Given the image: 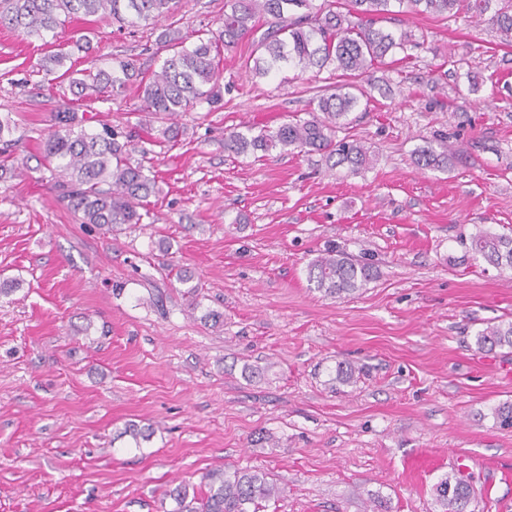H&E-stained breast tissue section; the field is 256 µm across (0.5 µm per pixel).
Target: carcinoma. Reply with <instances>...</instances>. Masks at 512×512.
Masks as SVG:
<instances>
[{"mask_svg": "<svg viewBox=\"0 0 512 512\" xmlns=\"http://www.w3.org/2000/svg\"><path fill=\"white\" fill-rule=\"evenodd\" d=\"M406 6L413 14L454 16L466 10L477 17L490 15L503 39L512 44V0H325L314 8L312 0H225L224 18L190 40L181 30L169 26L160 41L173 54L151 77L142 75L129 59L116 58L112 66L96 72L65 68L75 52L93 49L89 35L73 31L67 48L47 53L40 68L51 75L64 69L70 84L82 96L90 89L99 95L121 93L137 84V111L152 119L168 120L202 103L221 100L220 55L237 47L253 33L256 20L267 19L268 28L252 43L249 71L264 78L274 71L292 68L301 74L333 67L350 78H362L394 48L410 42L411 34L387 31L378 23L392 13L393 4ZM175 0H0V27L26 38L46 39L68 23L92 16L109 17L120 26L168 18ZM367 97L361 85L342 84L317 100V112L309 119H297L276 130L243 133L224 130V147L237 153L274 150L318 152L352 174L366 169L370 151L354 141H335L336 129ZM76 116L65 107L55 114L54 128L45 138L42 166L56 179L61 198L82 224H96L112 231L124 224H139L149 213L151 198L159 195L156 180L144 167L131 162L132 135L110 126L99 130H75ZM453 156L448 139L417 150L413 163L423 169H446ZM471 253L489 264L512 270V235L498 234L480 226L464 243ZM374 272L370 266L346 252L329 249L307 265L308 282L325 295L340 298L363 288ZM477 348L485 352L512 350V319L489 325L476 335ZM208 490L198 498L189 497L188 486L180 484L166 492L176 508L173 512H260L262 503L279 495L267 473L259 469H230L206 474ZM435 500L441 512H466L471 500L470 486L456 472L435 484Z\"/></svg>", "mask_w": 512, "mask_h": 512, "instance_id": "cac0c4a2", "label": "carcinoma"}]
</instances>
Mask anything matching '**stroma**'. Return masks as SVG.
I'll list each match as a JSON object with an SVG mask.
<instances>
[{"label":"stroma","mask_w":512,"mask_h":512,"mask_svg":"<svg viewBox=\"0 0 512 512\" xmlns=\"http://www.w3.org/2000/svg\"><path fill=\"white\" fill-rule=\"evenodd\" d=\"M223 15L224 0H179L171 20L189 33ZM381 25L413 41L375 66L371 100L336 133L370 149L368 169L225 150V129L307 118L345 82L255 78L248 36L221 57V102L177 117L179 140L140 132L132 158L161 193L112 233L74 220L40 150L65 106L89 130L135 127L137 87L79 98L40 71L41 40L0 28V116L20 138L0 170V281L17 283L0 294V512H172L166 489L204 491L224 467L281 488L263 512H370L375 496L384 512H440L433 486L456 469L468 512H512V428L492 415L512 402V353L475 346L512 318V271L460 243L478 224L512 230V45L466 12ZM88 27L74 69L120 57L149 74L168 55L160 27ZM443 137L452 166L415 167ZM329 248L365 257L374 279L324 296L306 269ZM184 269L220 325L188 308ZM340 363L352 384H331ZM130 424L149 439L124 436Z\"/></svg>","instance_id":"35a3bbf8"}]
</instances>
